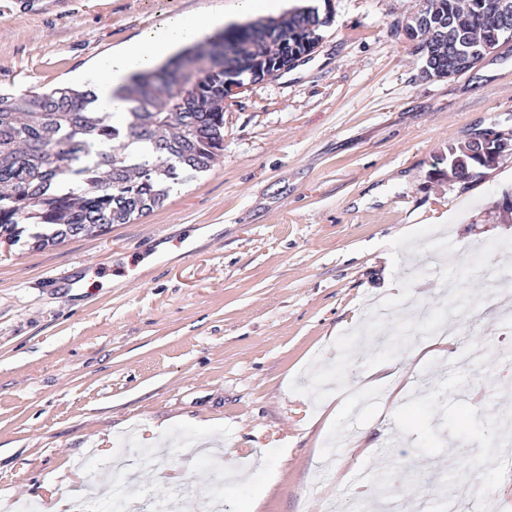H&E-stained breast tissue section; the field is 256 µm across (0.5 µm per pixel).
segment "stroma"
Wrapping results in <instances>:
<instances>
[{
    "instance_id": "obj_1",
    "label": "stroma",
    "mask_w": 512,
    "mask_h": 512,
    "mask_svg": "<svg viewBox=\"0 0 512 512\" xmlns=\"http://www.w3.org/2000/svg\"><path fill=\"white\" fill-rule=\"evenodd\" d=\"M314 4L333 14L320 44L225 99L210 171L131 223L0 248V512L74 494L113 512L96 467L129 474L126 512L217 491L224 512H381L388 493L417 512L435 488L512 512V463L479 456L512 391V321L484 308L488 275L512 272V215L489 211L512 159L479 181L446 160L512 128V41L429 79L401 31L421 0ZM238 5L0 0V91L78 85L168 16ZM459 307L470 324L423 354Z\"/></svg>"
}]
</instances>
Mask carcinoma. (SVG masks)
Listing matches in <instances>:
<instances>
[{
    "label": "carcinoma",
    "instance_id": "cac0c4a2",
    "mask_svg": "<svg viewBox=\"0 0 512 512\" xmlns=\"http://www.w3.org/2000/svg\"><path fill=\"white\" fill-rule=\"evenodd\" d=\"M416 55L422 70L448 69V45L498 47L496 15L512 0H423ZM318 8L231 27L147 74L132 76L124 128L87 109L90 91L55 89L40 95L0 94V236L15 242L21 224L51 229L34 244L91 227L127 224L159 207L172 188L214 166L224 151V70H265L274 54L303 51L322 39ZM212 67L203 69L198 61ZM148 150L134 158L132 142ZM474 140L448 145V175L478 170Z\"/></svg>",
    "mask_w": 512,
    "mask_h": 512
}]
</instances>
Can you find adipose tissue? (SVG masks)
<instances>
[{"instance_id": "1", "label": "adipose tissue", "mask_w": 512, "mask_h": 512, "mask_svg": "<svg viewBox=\"0 0 512 512\" xmlns=\"http://www.w3.org/2000/svg\"><path fill=\"white\" fill-rule=\"evenodd\" d=\"M229 22V17L207 12L178 14L146 30L128 47L97 61L84 76L94 94L92 109L109 113L113 125L124 124L128 105L123 94L133 75L155 69L203 35L221 32Z\"/></svg>"}]
</instances>
